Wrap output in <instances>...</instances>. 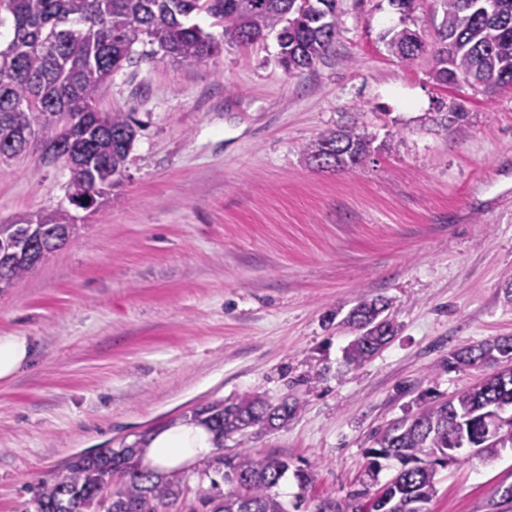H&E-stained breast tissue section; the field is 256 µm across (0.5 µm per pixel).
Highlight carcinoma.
Here are the masks:
<instances>
[{
  "label": "carcinoma",
  "instance_id": "carcinoma-1",
  "mask_svg": "<svg viewBox=\"0 0 512 512\" xmlns=\"http://www.w3.org/2000/svg\"><path fill=\"white\" fill-rule=\"evenodd\" d=\"M442 18L428 44L403 28L388 47L403 65L431 58L436 81L448 86H480L487 94L512 87V0H436ZM205 17L221 29L216 36L199 24ZM11 37L0 48V162L12 160L26 145L40 147L48 162L78 159L68 166L66 197L91 213L107 200L125 172L140 123L129 112H101L99 90L112 74L133 60L134 46L157 47L182 64L204 63L224 45L257 43L275 31L280 62L290 75L312 69L335 51L340 33L336 0H0V25ZM468 113H448V126L466 134ZM371 141L358 127L341 126L309 142L308 164L321 169L363 165ZM80 225L65 208L40 211L24 224H0V285L7 288L40 265L56 248L78 236ZM389 302L366 292L350 312L356 336L343 361L360 366L396 332ZM494 368L479 384L446 400L421 405L391 424L366 449V475L373 478L382 461L399 467L381 487H366L342 501L316 492L313 465L297 469L299 493L293 506L275 488L290 468L288 459L248 448L229 454L224 439L282 427L301 409L295 397L272 404L258 394L229 397L196 410L193 420L214 436L212 466L230 490L216 499L184 496L182 479H160L135 460L136 445L101 448L75 458L66 472L42 485L36 512H291L306 500L314 512H414L437 491L439 469L471 458L448 454L452 433L477 440L476 456L493 458L502 446L485 438L484 413L512 408V336H500L448 353L444 366L459 371Z\"/></svg>",
  "mask_w": 512,
  "mask_h": 512
}]
</instances>
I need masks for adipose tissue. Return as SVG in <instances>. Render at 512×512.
<instances>
[{
	"instance_id": "1",
	"label": "adipose tissue",
	"mask_w": 512,
	"mask_h": 512,
	"mask_svg": "<svg viewBox=\"0 0 512 512\" xmlns=\"http://www.w3.org/2000/svg\"><path fill=\"white\" fill-rule=\"evenodd\" d=\"M33 340L25 335L0 336V384L11 382L32 361ZM214 445L201 426L177 422L155 432L141 452L143 463L157 473H172L207 459Z\"/></svg>"
}]
</instances>
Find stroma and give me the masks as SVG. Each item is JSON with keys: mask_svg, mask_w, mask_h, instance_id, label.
<instances>
[{"mask_svg": "<svg viewBox=\"0 0 512 512\" xmlns=\"http://www.w3.org/2000/svg\"><path fill=\"white\" fill-rule=\"evenodd\" d=\"M435 8L337 0L335 53L298 76L272 35L198 65L137 45L97 99L142 124L120 184L76 210L79 238L0 290V336L39 348L0 384V512H35L41 482L78 455L249 393L302 403L251 450L315 464L340 499L391 422L483 378L443 361L512 336V89L449 88L429 59L391 55L390 30L431 38ZM459 104L463 136L447 128ZM350 123L367 162L308 166L304 147ZM68 178L36 149L0 163V223L67 206ZM363 289L391 301L398 331L353 368L343 320ZM501 484L512 448L442 471L428 510L489 512Z\"/></svg>", "mask_w": 512, "mask_h": 512, "instance_id": "stroma-1", "label": "stroma"}]
</instances>
